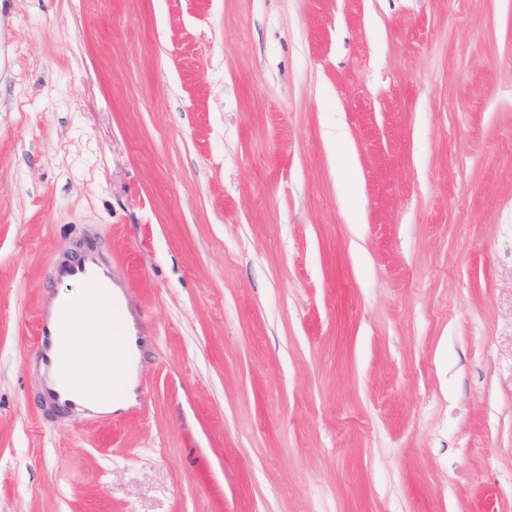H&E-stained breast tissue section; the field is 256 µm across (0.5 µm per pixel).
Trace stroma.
Segmentation results:
<instances>
[{
  "mask_svg": "<svg viewBox=\"0 0 512 512\" xmlns=\"http://www.w3.org/2000/svg\"><path fill=\"white\" fill-rule=\"evenodd\" d=\"M80 238L141 407L44 405ZM0 512H512V0H0ZM57 278H75L102 284L106 288H125L123 283L112 277V266L104 263L100 254L95 250L84 252L81 258L73 263L56 264L53 268Z\"/></svg>",
  "mask_w": 512,
  "mask_h": 512,
  "instance_id": "35a3bbf8",
  "label": "stroma"
}]
</instances>
